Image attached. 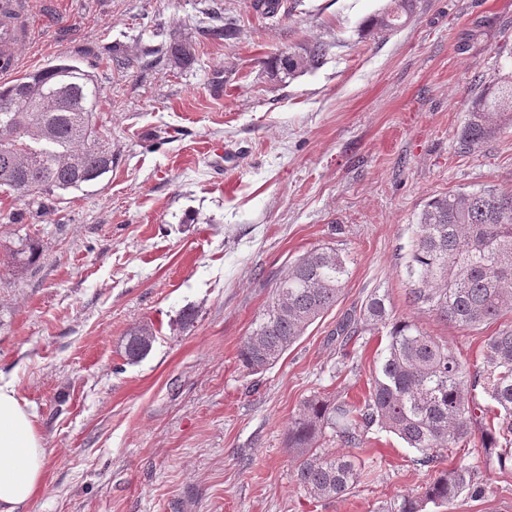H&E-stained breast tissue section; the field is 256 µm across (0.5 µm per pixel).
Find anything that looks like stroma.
Masks as SVG:
<instances>
[{"label": "stroma", "mask_w": 512, "mask_h": 512, "mask_svg": "<svg viewBox=\"0 0 512 512\" xmlns=\"http://www.w3.org/2000/svg\"><path fill=\"white\" fill-rule=\"evenodd\" d=\"M387 2L288 0L271 20L250 0H222L239 18L224 44L200 34L205 0H33L22 66L66 54L96 76L113 163L42 217L33 266H11L13 229L0 225V376L35 412L46 449L24 512H381L425 485L415 450L378 429L353 449L364 476L339 499L296 485L288 449L311 395L363 396L387 336L343 346L336 326L371 293L467 363L492 333L411 306L403 271L432 195L512 190V124L459 147L471 98L512 72V0H420L400 31L363 35ZM173 40L194 47L192 66L141 63L144 47ZM315 42L328 49L319 68L271 77L268 58ZM114 45L127 69L107 64ZM321 246L348 262L338 303L247 374L243 338L289 262ZM142 323L152 347L127 360ZM481 458L473 446L445 458L479 466L486 484L449 512H512V470ZM153 329L148 324H138L132 327L127 334L125 354L128 359L142 358L150 350L154 340Z\"/></svg>", "instance_id": "1"}]
</instances>
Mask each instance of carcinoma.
I'll return each instance as SVG.
<instances>
[{"instance_id": "1", "label": "carcinoma", "mask_w": 512, "mask_h": 512, "mask_svg": "<svg viewBox=\"0 0 512 512\" xmlns=\"http://www.w3.org/2000/svg\"><path fill=\"white\" fill-rule=\"evenodd\" d=\"M418 0H390L368 17L365 32L392 33L416 14ZM250 7L273 18L284 0H251ZM167 52L176 63H195L193 48L179 41ZM326 45L280 54L267 62L278 75L318 67ZM100 91L88 71L65 55L55 63L0 83V192L24 203L0 215L5 224H35L61 191L92 187L112 172V143L97 122ZM512 122V76L484 87L471 101L459 133L473 151L495 137L502 118ZM32 236L9 247L13 268L36 259ZM349 275L346 258L332 247L312 249L288 265L271 299L241 342L237 358L261 373L336 305ZM408 302L466 329L496 323L512 309V191L479 189L432 196L412 225L405 256ZM387 329V344L362 401L341 394L314 395L288 428V449L296 460L295 481L315 499H339L360 481L361 467L349 455L326 452L334 442L358 448L370 430L395 434L420 452L415 464L429 481L417 494L393 499L382 512H426L447 507L462 493L485 494L477 467H440L445 452L477 441L483 458L512 469V325L483 341L480 363H463L448 346L407 318L391 315L386 298L369 296L359 320H347L336 335L350 342L358 322ZM153 329L132 327L125 354L136 360L150 350Z\"/></svg>"}]
</instances>
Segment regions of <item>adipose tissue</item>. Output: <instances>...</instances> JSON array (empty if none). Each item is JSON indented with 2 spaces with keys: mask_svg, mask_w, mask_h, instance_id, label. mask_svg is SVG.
<instances>
[{
  "mask_svg": "<svg viewBox=\"0 0 512 512\" xmlns=\"http://www.w3.org/2000/svg\"><path fill=\"white\" fill-rule=\"evenodd\" d=\"M35 413L0 382V512H20L39 490L46 450Z\"/></svg>",
  "mask_w": 512,
  "mask_h": 512,
  "instance_id": "obj_1",
  "label": "adipose tissue"
}]
</instances>
